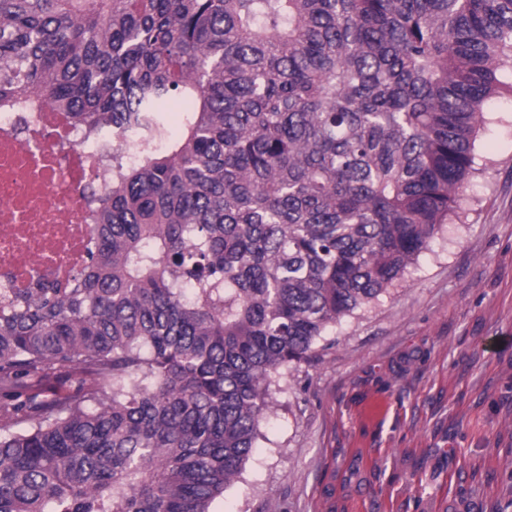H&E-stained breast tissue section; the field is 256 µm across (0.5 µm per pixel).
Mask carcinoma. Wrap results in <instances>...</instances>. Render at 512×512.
<instances>
[{
    "label": "carcinoma",
    "instance_id": "obj_1",
    "mask_svg": "<svg viewBox=\"0 0 512 512\" xmlns=\"http://www.w3.org/2000/svg\"><path fill=\"white\" fill-rule=\"evenodd\" d=\"M507 71L512 0H0V112L41 95L138 155L87 186L72 283L0 304V512H211L292 371L458 216Z\"/></svg>",
    "mask_w": 512,
    "mask_h": 512
}]
</instances>
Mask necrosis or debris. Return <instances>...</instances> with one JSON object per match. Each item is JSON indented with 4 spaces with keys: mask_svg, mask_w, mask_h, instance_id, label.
Wrapping results in <instances>:
<instances>
[{
    "mask_svg": "<svg viewBox=\"0 0 512 512\" xmlns=\"http://www.w3.org/2000/svg\"><path fill=\"white\" fill-rule=\"evenodd\" d=\"M136 155L132 141L88 143L84 129L49 102L0 112V292L41 277L65 287L87 263L96 215L83 190L112 181V156Z\"/></svg>",
    "mask_w": 512,
    "mask_h": 512,
    "instance_id": "4bbe7bcc",
    "label": "necrosis or debris"
}]
</instances>
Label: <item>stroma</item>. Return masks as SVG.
<instances>
[{
    "instance_id": "35a3bbf8",
    "label": "stroma",
    "mask_w": 512,
    "mask_h": 512,
    "mask_svg": "<svg viewBox=\"0 0 512 512\" xmlns=\"http://www.w3.org/2000/svg\"><path fill=\"white\" fill-rule=\"evenodd\" d=\"M484 118L460 219L299 367L212 512H512V93Z\"/></svg>"
}]
</instances>
